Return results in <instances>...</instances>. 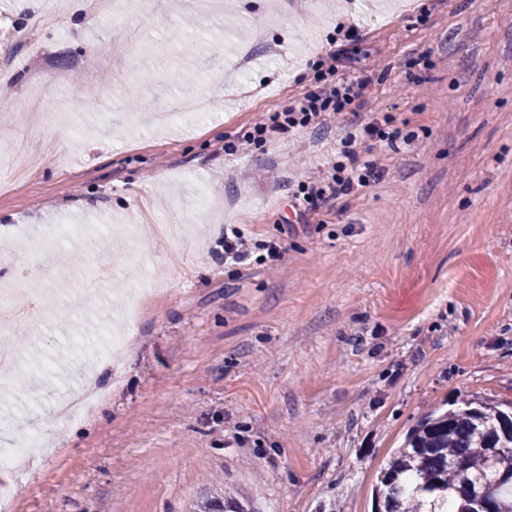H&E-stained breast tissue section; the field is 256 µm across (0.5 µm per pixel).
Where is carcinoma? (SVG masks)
<instances>
[{
    "mask_svg": "<svg viewBox=\"0 0 512 512\" xmlns=\"http://www.w3.org/2000/svg\"><path fill=\"white\" fill-rule=\"evenodd\" d=\"M512 403L474 400L423 417L381 471L377 512H471L470 496L491 486L495 512H512ZM195 512H254L219 483Z\"/></svg>",
    "mask_w": 512,
    "mask_h": 512,
    "instance_id": "cac0c4a2",
    "label": "carcinoma"
}]
</instances>
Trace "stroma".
<instances>
[{"label":"stroma","instance_id":"35a3bbf8","mask_svg":"<svg viewBox=\"0 0 512 512\" xmlns=\"http://www.w3.org/2000/svg\"><path fill=\"white\" fill-rule=\"evenodd\" d=\"M147 3L56 0L44 21L0 0V280L34 298L0 444L18 413L45 435L0 512H192L210 476L263 512H372L422 417L512 401V0ZM351 29L336 78L361 96L241 150ZM187 60L193 92H140ZM103 71L125 81L87 107L76 83ZM351 134L378 177L304 212L298 181ZM232 227L256 244L240 264ZM119 328L94 412L55 416L98 364L80 340ZM252 241L237 228L230 233L224 231V259L234 263H242L248 259L252 251Z\"/></svg>","mask_w":512,"mask_h":512}]
</instances>
